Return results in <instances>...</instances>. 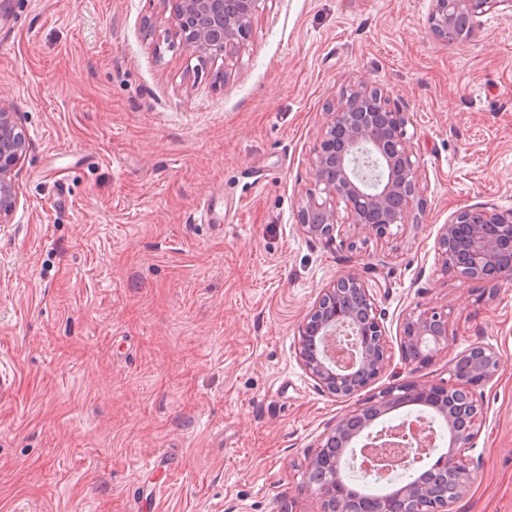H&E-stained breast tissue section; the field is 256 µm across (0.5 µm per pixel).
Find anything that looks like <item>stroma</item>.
I'll use <instances>...</instances> for the list:
<instances>
[{"label":"stroma","instance_id":"obj_1","mask_svg":"<svg viewBox=\"0 0 512 512\" xmlns=\"http://www.w3.org/2000/svg\"><path fill=\"white\" fill-rule=\"evenodd\" d=\"M7 2L0 100L26 151L0 224V512H320L298 489L354 401L318 390L295 344L347 271L372 286L392 354L356 401L448 381L471 345L499 353L450 512H512V286L443 272L437 253L457 211H512V6L447 44L432 0H266L236 57L202 63L158 0ZM351 79L403 112L423 198L355 249L297 218ZM430 306L455 341L405 365L400 322Z\"/></svg>","mask_w":512,"mask_h":512}]
</instances>
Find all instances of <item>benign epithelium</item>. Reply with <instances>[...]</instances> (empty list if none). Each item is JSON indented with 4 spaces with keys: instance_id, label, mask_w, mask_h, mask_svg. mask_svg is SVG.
Segmentation results:
<instances>
[{
    "instance_id": "7a95c632",
    "label": "benign epithelium",
    "mask_w": 512,
    "mask_h": 512,
    "mask_svg": "<svg viewBox=\"0 0 512 512\" xmlns=\"http://www.w3.org/2000/svg\"><path fill=\"white\" fill-rule=\"evenodd\" d=\"M264 0H160L191 55L202 61L229 60L248 37ZM512 0H433L431 33L456 42L475 17ZM403 113L392 108L387 91L365 80H349L339 100L325 112L311 160L313 187L298 210L301 232L327 244L340 231L336 205L345 204L353 233L377 239L394 236L421 206V174ZM24 138L13 113L0 102V223L10 221L18 193L14 168ZM445 271L484 282L493 289L512 284V211L485 207L456 212L437 239ZM406 365L428 362L448 348V314L435 307L413 311L399 330ZM296 357L315 386L348 400L374 383L391 365L387 331L372 288L356 272L338 276L319 295L298 326ZM500 356L473 345L454 360L448 384L394 383L345 413L322 437L309 464V481L300 493H315L322 512H448L473 479L455 449L471 448L483 416L475 387L491 381ZM433 408L449 433V450L427 478L368 502L356 500L345 481L343 458L360 434L383 416L407 405Z\"/></svg>"
}]
</instances>
